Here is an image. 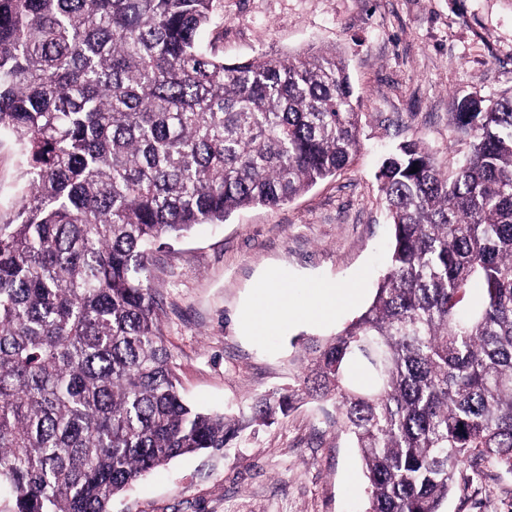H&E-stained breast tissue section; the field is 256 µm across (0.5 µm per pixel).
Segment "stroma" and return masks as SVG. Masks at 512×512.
Returning <instances> with one entry per match:
<instances>
[{"instance_id": "stroma-1", "label": "stroma", "mask_w": 512, "mask_h": 512, "mask_svg": "<svg viewBox=\"0 0 512 512\" xmlns=\"http://www.w3.org/2000/svg\"><path fill=\"white\" fill-rule=\"evenodd\" d=\"M204 38L225 61L336 52L363 114L352 165L287 204L253 207L158 249L152 284L182 394L216 412L287 390L301 370L296 342L328 336L374 296L392 229L376 174L399 144L421 141L442 170L469 151L452 114L465 96L512 91V0H224ZM13 139L0 134V212L22 195ZM287 279L289 305L325 283L355 288V304L271 334L244 323L260 284ZM365 478L334 409L298 403L274 423L246 427L224 452L180 457L114 497L112 512H362ZM443 512H512V475L467 466Z\"/></svg>"}]
</instances>
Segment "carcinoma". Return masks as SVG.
I'll return each instance as SVG.
<instances>
[{"label": "carcinoma", "mask_w": 512, "mask_h": 512, "mask_svg": "<svg viewBox=\"0 0 512 512\" xmlns=\"http://www.w3.org/2000/svg\"><path fill=\"white\" fill-rule=\"evenodd\" d=\"M223 19L224 0H0V132L27 177L0 216L10 512H111L238 433L181 394L152 253L349 167L362 113L334 54L224 62L201 41ZM454 123L472 137L454 171L421 142L381 163L393 244L371 303L304 340L295 384L250 406L271 423L330 404L364 512H442L466 464L512 474V94L463 97Z\"/></svg>", "instance_id": "cac0c4a2"}]
</instances>
